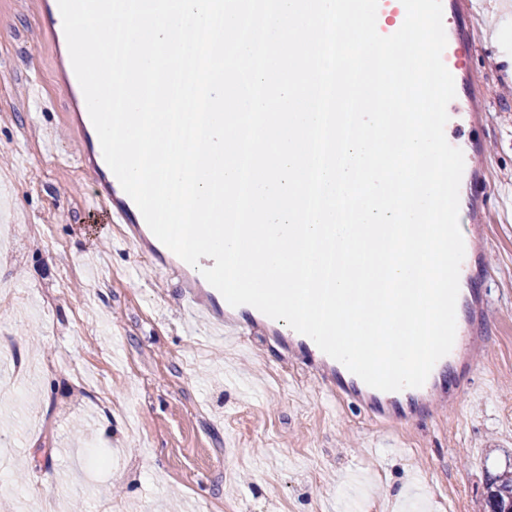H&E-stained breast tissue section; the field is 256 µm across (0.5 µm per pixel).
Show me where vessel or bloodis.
<instances>
[{
	"instance_id": "obj_1",
	"label": "vessel or blood",
	"mask_w": 512,
	"mask_h": 512,
	"mask_svg": "<svg viewBox=\"0 0 512 512\" xmlns=\"http://www.w3.org/2000/svg\"><path fill=\"white\" fill-rule=\"evenodd\" d=\"M442 4L443 22L448 26L442 60L454 78L456 91L447 106L449 122L474 128L478 125L474 117L478 83L470 67V44L475 24L473 0H442ZM405 16L401 0H396L392 6L386 0H380L376 18L378 31L387 36L394 34L402 26ZM97 198L98 212L104 213L107 220H118L124 226L125 241L146 254L156 273L178 280L185 306L213 335L223 337L228 343L241 342L256 334L266 336L289 358L317 373L336 398L358 401L373 415L387 414L401 407L402 392H384L369 387L341 362L321 351L309 337L293 330L285 331L281 321L268 317L253 306H230L219 291L193 276L191 265L175 254L151 248L153 233L118 180H111ZM489 313L484 296L475 295L471 315L465 324L457 326L454 345L443 357V364L474 355L484 340L482 321Z\"/></svg>"
}]
</instances>
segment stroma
I'll use <instances>...</instances> for the list:
<instances>
[{"mask_svg": "<svg viewBox=\"0 0 512 512\" xmlns=\"http://www.w3.org/2000/svg\"><path fill=\"white\" fill-rule=\"evenodd\" d=\"M475 2L489 110L456 139L487 147L486 348L461 398L373 419L261 337L208 335L176 280L88 222L103 176L43 0H0V379L33 365L0 391V512H479L512 460V0Z\"/></svg>", "mask_w": 512, "mask_h": 512, "instance_id": "1", "label": "stroma"}]
</instances>
